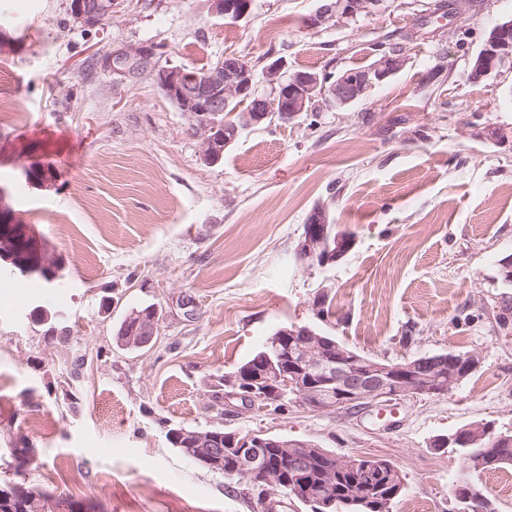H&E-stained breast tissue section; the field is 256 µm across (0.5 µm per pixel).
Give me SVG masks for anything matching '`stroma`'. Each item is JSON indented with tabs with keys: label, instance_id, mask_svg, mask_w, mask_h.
<instances>
[{
	"label": "stroma",
	"instance_id": "35a3bbf8",
	"mask_svg": "<svg viewBox=\"0 0 512 512\" xmlns=\"http://www.w3.org/2000/svg\"><path fill=\"white\" fill-rule=\"evenodd\" d=\"M320 2L253 0L229 21L209 0H132L88 27L68 0H0L12 43L0 101L25 111L0 124V206L61 267L57 287L30 293L0 273V476L44 493L45 512H251L236 484L169 443L180 426L383 458L405 477L394 512H458L463 466L434 440L481 422L512 432V285L498 275L512 255V67L468 79L512 0H477L452 36L426 23L434 0L308 28ZM389 40L408 63L366 98L242 130L214 164L148 69L111 65L161 42L172 67L234 53L258 72L278 59L338 74ZM436 64L449 77L431 89ZM38 165L49 187L25 180ZM318 206L353 245L310 267L296 246ZM148 305L158 333L121 346V322ZM292 324L379 359L471 351L482 363L441 397L217 411L213 378Z\"/></svg>",
	"mask_w": 512,
	"mask_h": 512
}]
</instances>
